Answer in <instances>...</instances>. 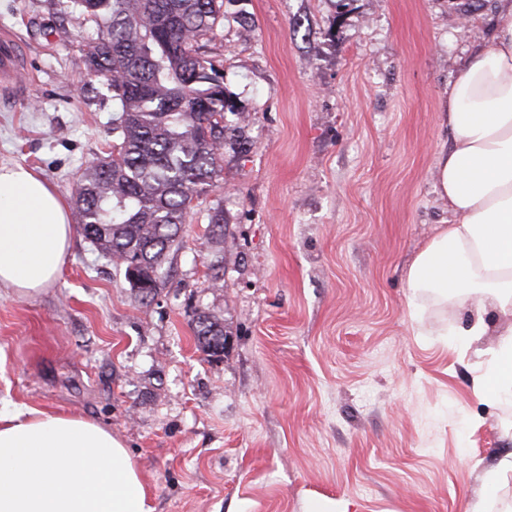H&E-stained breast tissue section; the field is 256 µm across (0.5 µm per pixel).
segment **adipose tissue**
<instances>
[{
	"instance_id": "ef3b65f1",
	"label": "adipose tissue",
	"mask_w": 512,
	"mask_h": 512,
	"mask_svg": "<svg viewBox=\"0 0 512 512\" xmlns=\"http://www.w3.org/2000/svg\"><path fill=\"white\" fill-rule=\"evenodd\" d=\"M489 47L448 86L447 152L435 191L450 218L415 257L412 298L472 303L478 341L492 310H512V0H499ZM73 227L65 199L33 169L0 164V286L21 296L58 279ZM479 392L512 399V329ZM0 512H153L127 448L106 427L38 409L0 412Z\"/></svg>"
}]
</instances>
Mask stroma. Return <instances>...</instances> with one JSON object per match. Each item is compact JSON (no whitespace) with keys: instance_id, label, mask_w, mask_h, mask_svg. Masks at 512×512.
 Instances as JSON below:
<instances>
[{"instance_id":"stroma-1","label":"stroma","mask_w":512,"mask_h":512,"mask_svg":"<svg viewBox=\"0 0 512 512\" xmlns=\"http://www.w3.org/2000/svg\"><path fill=\"white\" fill-rule=\"evenodd\" d=\"M497 0H229L209 48L244 138L193 202L141 302L74 231L57 281L0 288V410L81 416L123 441L154 512H470L512 452V401L480 395L456 301L406 273L448 218L433 172L448 84ZM28 67L0 88V162L70 197L112 145L69 0H0ZM224 212V234L210 217ZM223 319V355L196 312ZM194 335L197 347L209 357L224 353L226 335L224 323L207 312H200L196 316Z\"/></svg>"}]
</instances>
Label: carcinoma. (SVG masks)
Masks as SVG:
<instances>
[{"instance_id":"1","label":"carcinoma","mask_w":512,"mask_h":512,"mask_svg":"<svg viewBox=\"0 0 512 512\" xmlns=\"http://www.w3.org/2000/svg\"><path fill=\"white\" fill-rule=\"evenodd\" d=\"M93 33L86 72L112 86V152L89 163L74 190L78 227L124 267L141 300L159 290L158 269L195 197L223 170L224 113L238 111L207 43L224 0H72ZM194 335L209 357L224 353V323L200 312Z\"/></svg>"}]
</instances>
